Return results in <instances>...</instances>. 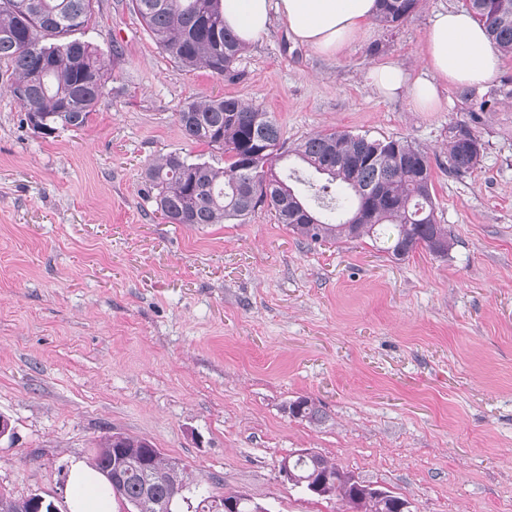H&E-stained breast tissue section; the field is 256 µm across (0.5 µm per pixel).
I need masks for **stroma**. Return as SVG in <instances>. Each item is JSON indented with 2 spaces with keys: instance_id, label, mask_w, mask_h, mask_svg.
Returning a JSON list of instances; mask_svg holds the SVG:
<instances>
[{
  "instance_id": "1",
  "label": "stroma",
  "mask_w": 512,
  "mask_h": 512,
  "mask_svg": "<svg viewBox=\"0 0 512 512\" xmlns=\"http://www.w3.org/2000/svg\"><path fill=\"white\" fill-rule=\"evenodd\" d=\"M461 4L422 0L335 58L275 21L231 82L174 64L130 0H95L77 36L120 54L88 124L53 137L26 125L0 65L1 489L66 512L72 459L116 431L269 512H344L279 476L301 448L414 512H512V57L476 90L496 105L464 175L446 159L469 119L458 87L419 112L365 80L386 60L420 75L431 19ZM203 95L260 105L291 144L331 129L415 143L452 250L397 261L367 238L311 243L265 206L242 224L165 223L142 173L171 152L212 159L176 120ZM302 397L321 421L289 415Z\"/></svg>"
}]
</instances>
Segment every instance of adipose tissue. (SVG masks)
Segmentation results:
<instances>
[{
    "mask_svg": "<svg viewBox=\"0 0 512 512\" xmlns=\"http://www.w3.org/2000/svg\"><path fill=\"white\" fill-rule=\"evenodd\" d=\"M377 8V0H223L224 26L241 43L258 42L280 19L295 43L330 58L343 54L366 34ZM424 59L425 72L414 78L390 61L373 66L366 78L382 95L403 94L418 111L435 112L444 106L440 86H482L501 66L484 28L462 8L435 15L425 39ZM68 480L74 491L72 512H115L105 478L85 461L72 463Z\"/></svg>",
    "mask_w": 512,
    "mask_h": 512,
    "instance_id": "ef3b65f1",
    "label": "adipose tissue"
}]
</instances>
